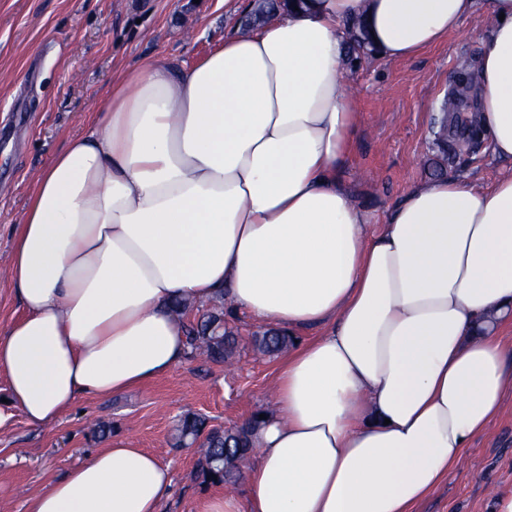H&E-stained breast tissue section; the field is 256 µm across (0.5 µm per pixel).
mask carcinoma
Masks as SVG:
<instances>
[{
    "label": "carcinoma",
    "mask_w": 512,
    "mask_h": 512,
    "mask_svg": "<svg viewBox=\"0 0 512 512\" xmlns=\"http://www.w3.org/2000/svg\"><path fill=\"white\" fill-rule=\"evenodd\" d=\"M442 114L433 126V145L445 149L448 142L464 139L467 121L472 116L462 111L458 99H445ZM187 343L191 351L202 349L214 362L220 363L236 346L235 337L224 329V310L210 313L206 319L186 327ZM291 339L278 330H270L256 339L258 346L267 353L286 347ZM249 424L235 430L208 428L206 418L187 413L180 418L174 435V445H192L203 439L204 448L199 465L202 473L216 482L230 480L234 476L235 463L245 457L248 446Z\"/></svg>",
    "instance_id": "carcinoma-1"
}]
</instances>
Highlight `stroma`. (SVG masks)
Wrapping results in <instances>:
<instances>
[{
	"label": "stroma",
	"mask_w": 512,
	"mask_h": 512,
	"mask_svg": "<svg viewBox=\"0 0 512 512\" xmlns=\"http://www.w3.org/2000/svg\"><path fill=\"white\" fill-rule=\"evenodd\" d=\"M245 19L224 0H0V330L20 315L7 274L13 231L39 173L81 133L121 72L158 58L188 68L223 43ZM487 20L476 9L447 41L406 60L378 54L348 62L360 114L343 178L355 201L382 223L388 207L428 181L431 130L448 91L469 73ZM512 163L487 145L448 165V176L492 185ZM237 339L217 364L186 357L158 380L111 400H80L72 412L35 431L22 415L0 428V512H26L31 495L87 462L113 436L156 454L174 472L160 512H198L215 486L199 470V446L175 447L173 428L186 411L230 429L268 408L281 354L257 350L267 326L239 312L226 320ZM111 426L101 434L100 423ZM512 490V389L498 415L468 448L460 468L415 512H492L498 492Z\"/></svg>",
	"instance_id": "1"
}]
</instances>
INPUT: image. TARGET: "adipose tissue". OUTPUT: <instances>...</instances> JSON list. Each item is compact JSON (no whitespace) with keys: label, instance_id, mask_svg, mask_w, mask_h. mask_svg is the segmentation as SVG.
Masks as SVG:
<instances>
[{"label":"adipose tissue","instance_id":"adipose-tissue-1","mask_svg":"<svg viewBox=\"0 0 512 512\" xmlns=\"http://www.w3.org/2000/svg\"><path fill=\"white\" fill-rule=\"evenodd\" d=\"M477 0H300L188 69L126 70L38 175L0 334L8 405L34 429L183 362L175 302L226 299L294 336L252 437L245 496L199 512H413L512 388V171L412 186L372 227L340 172L359 114L345 59L444 42ZM475 110L512 161V0H487ZM170 466L128 438L27 512H158Z\"/></svg>","mask_w":512,"mask_h":512}]
</instances>
